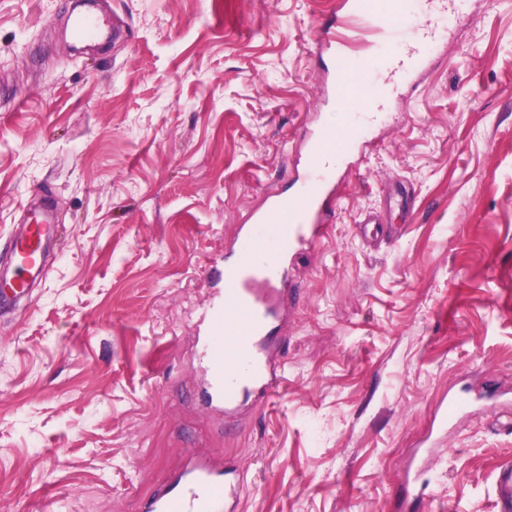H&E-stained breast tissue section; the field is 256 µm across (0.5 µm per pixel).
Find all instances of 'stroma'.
Returning a JSON list of instances; mask_svg holds the SVG:
<instances>
[{
	"mask_svg": "<svg viewBox=\"0 0 512 512\" xmlns=\"http://www.w3.org/2000/svg\"><path fill=\"white\" fill-rule=\"evenodd\" d=\"M396 124L295 261L285 390L239 422L199 401L192 314L326 79L336 0H98L122 35L70 46L72 0H0V255L21 198L63 239L0 318V512H140L187 456L247 471L242 512H495L512 463V0H466ZM23 96V110L12 100ZM405 236L356 227L382 181ZM493 384L440 429L449 395Z\"/></svg>",
	"mask_w": 512,
	"mask_h": 512,
	"instance_id": "1",
	"label": "stroma"
}]
</instances>
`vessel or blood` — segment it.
<instances>
[{
  "mask_svg": "<svg viewBox=\"0 0 512 512\" xmlns=\"http://www.w3.org/2000/svg\"><path fill=\"white\" fill-rule=\"evenodd\" d=\"M404 11L403 0H338L335 14L318 29L317 42L329 52L320 105L327 112L343 104L348 110L340 124L311 129L304 154L295 160L296 193L267 195L227 243L224 288L207 300L196 324L205 410L237 419L243 401L266 405L288 383L273 353L293 286L288 265L321 248L340 168L368 132L386 125L392 103L444 49V34L435 24H417L412 37H403L398 21ZM362 32L374 38L371 52L349 56L351 35ZM22 209L30 221L14 227L9 256L0 263L1 316L32 294L62 238L61 227L32 211L30 201ZM496 484L497 512H512V466L499 471ZM243 486L241 465L194 454L145 502L143 512H239Z\"/></svg>",
  "mask_w": 512,
  "mask_h": 512,
  "instance_id": "1",
  "label": "vessel or blood"
}]
</instances>
